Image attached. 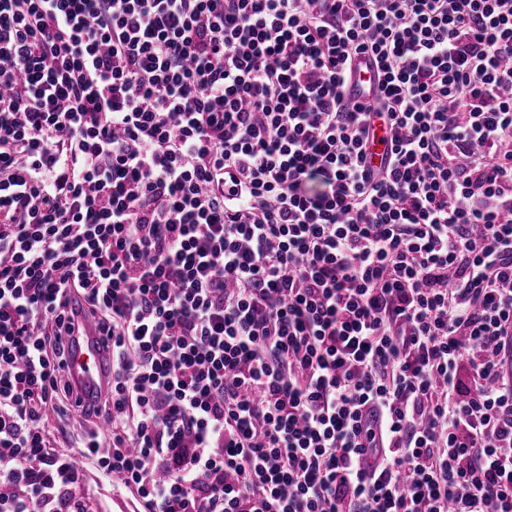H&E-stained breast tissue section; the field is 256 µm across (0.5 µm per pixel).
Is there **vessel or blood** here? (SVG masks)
Segmentation results:
<instances>
[{
    "mask_svg": "<svg viewBox=\"0 0 512 512\" xmlns=\"http://www.w3.org/2000/svg\"><path fill=\"white\" fill-rule=\"evenodd\" d=\"M376 79L375 68L370 66L366 58H358L349 85L350 94L357 98L364 97ZM66 363L68 378L84 403H91L110 391L112 348L109 339L100 333L94 321H85L82 332L70 337Z\"/></svg>",
    "mask_w": 512,
    "mask_h": 512,
    "instance_id": "vessel-or-blood-1",
    "label": "vessel or blood"
}]
</instances>
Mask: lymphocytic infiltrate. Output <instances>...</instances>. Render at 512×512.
<instances>
[{
  "mask_svg": "<svg viewBox=\"0 0 512 512\" xmlns=\"http://www.w3.org/2000/svg\"><path fill=\"white\" fill-rule=\"evenodd\" d=\"M74 294L147 512H512V0H0V512ZM376 79V69L370 66L365 57H359L354 64L349 93L354 97L363 98L369 88L375 89Z\"/></svg>",
  "mask_w": 512,
  "mask_h": 512,
  "instance_id": "obj_1",
  "label": "lymphocytic infiltrate"
}]
</instances>
